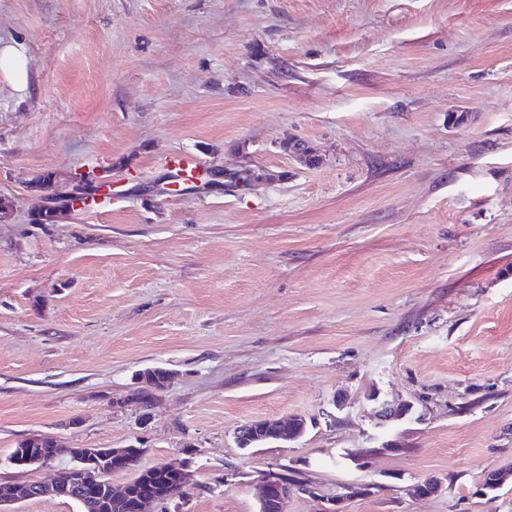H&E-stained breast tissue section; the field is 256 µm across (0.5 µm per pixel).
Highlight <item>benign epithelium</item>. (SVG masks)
Masks as SVG:
<instances>
[{
    "mask_svg": "<svg viewBox=\"0 0 512 512\" xmlns=\"http://www.w3.org/2000/svg\"><path fill=\"white\" fill-rule=\"evenodd\" d=\"M107 182L94 172L87 171L75 175L70 191L62 196L44 199L40 208L57 217L58 213L65 209H72L79 204L80 197H98L104 192ZM376 401L374 414L383 423L399 421L409 415L413 405L409 401ZM306 430V421L301 417H292L288 421L262 420L257 425L253 422L243 425L237 431L240 447H255L261 444L277 441H296L303 436ZM125 452L123 448H72L71 455L76 461L75 467L70 471L69 477L59 475L50 484L39 481L28 482L11 493H0V512H7L3 506L9 502L21 499H31L44 496L64 497L80 503L86 507L93 505L96 508L110 512L112 509H128L130 512H144V506L149 502H157L159 498L154 496H141L131 500L128 485L119 488L111 482L103 480V466L114 457H119ZM54 457L45 455L40 448H24L19 452L13 465L18 467L32 464L47 465L52 463ZM259 512H287L288 496L280 492L281 469L277 464H271L260 474L259 479ZM344 493L336 495L333 499L334 508L327 512H343L341 504L351 494L366 496L370 494V484H346Z\"/></svg>",
    "mask_w": 512,
    "mask_h": 512,
    "instance_id": "benign-epithelium-1",
    "label": "benign epithelium"
}]
</instances>
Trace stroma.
Masks as SVG:
<instances>
[{
  "label": "stroma",
  "instance_id": "stroma-1",
  "mask_svg": "<svg viewBox=\"0 0 512 512\" xmlns=\"http://www.w3.org/2000/svg\"><path fill=\"white\" fill-rule=\"evenodd\" d=\"M0 37L31 83L0 84V484L53 478L7 462L42 433L187 461L150 512H256L272 463L315 490L287 512L353 482L379 488L344 512H512L483 487L512 471V0H0ZM178 153L255 177L182 182ZM85 170L111 200L35 223L31 180ZM165 372L166 370L161 368L150 369L144 372L148 376H153L155 381L147 386H141L137 390L135 400L142 408L149 410L154 404L155 392L165 388V385L169 384L171 378L170 373L167 375L168 380L165 385L161 382L164 379L163 375ZM373 401H376L374 414L382 423L402 420L409 415L413 409V405L410 401L379 400L378 397L374 398ZM259 429L257 424L250 422L237 431L240 447H255L261 444L277 441H296L303 436L306 430V421L301 417L288 418V422L261 420Z\"/></svg>",
  "mask_w": 512,
  "mask_h": 512
}]
</instances>
